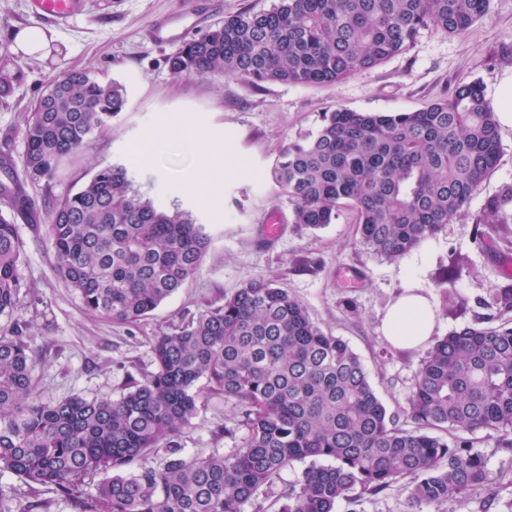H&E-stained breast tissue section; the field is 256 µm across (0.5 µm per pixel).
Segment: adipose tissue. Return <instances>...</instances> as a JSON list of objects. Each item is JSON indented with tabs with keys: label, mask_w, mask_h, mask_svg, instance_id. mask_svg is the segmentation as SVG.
I'll return each instance as SVG.
<instances>
[{
	"label": "adipose tissue",
	"mask_w": 512,
	"mask_h": 512,
	"mask_svg": "<svg viewBox=\"0 0 512 512\" xmlns=\"http://www.w3.org/2000/svg\"><path fill=\"white\" fill-rule=\"evenodd\" d=\"M436 318L437 310L429 300L410 289L388 309L382 332L394 344L417 348L429 342Z\"/></svg>",
	"instance_id": "ef3b65f1"
}]
</instances>
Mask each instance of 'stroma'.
Here are the masks:
<instances>
[{
	"label": "stroma",
	"mask_w": 512,
	"mask_h": 512,
	"mask_svg": "<svg viewBox=\"0 0 512 512\" xmlns=\"http://www.w3.org/2000/svg\"><path fill=\"white\" fill-rule=\"evenodd\" d=\"M275 0H84L76 17L39 22L28 0H0V68H21L10 96L0 100V155H8L9 176L23 178L25 134L31 105L42 90L73 69H89L121 83L127 105L121 115L96 131L85 154L50 180L27 181L25 191L37 219L18 223L24 244L15 317L0 316V329L14 319L26 325L36 354V395L53 403L74 395L119 399L133 379L155 369L151 341L177 330L207 309L223 304L238 288L262 276L301 301L321 329L342 337L360 357L378 398L400 426L406 414L425 348L389 343L380 331L388 307L408 288L440 308L437 280L450 260L459 270L453 287L471 301L462 316L440 314L435 336L489 315L483 300L512 283V242L495 237L475 242L473 218L501 186L512 183V127L500 130L501 156L469 206L452 223L404 257L388 261L370 256L358 243L356 216L342 209L335 223L318 230L293 224V211L272 169L282 148L312 135L325 112H412L449 97L456 86L477 82L493 109L512 100V0H490L486 15L462 35L434 28L419 31L409 50L382 64L327 84L285 83L255 86L234 78L174 75L168 57L188 39L222 25L225 16L249 9L267 10ZM39 27L47 46L34 56L16 48L15 37ZM166 143L142 162L133 148L149 135ZM223 145L225 166L199 172L193 162L198 139ZM122 164L145 197L161 208L192 215L210 239L194 277L141 320L117 323L85 310L79 294L57 274L47 235L50 203L77 191L100 168ZM196 179L199 189L183 185ZM285 216L276 237L265 221ZM197 413L180 444L186 454L229 455L239 437L225 435L238 423L232 401L199 380ZM473 450L489 469L507 481L497 492L478 489L462 502L415 510L406 482L377 497L364 498L360 512H506L512 502V451L498 447L485 432L473 436Z\"/></svg>",
	"instance_id": "35a3bbf8"
}]
</instances>
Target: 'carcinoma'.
I'll use <instances>...</instances> for the list:
<instances>
[{"label":"carcinoma","instance_id":"cac0c4a2","mask_svg":"<svg viewBox=\"0 0 512 512\" xmlns=\"http://www.w3.org/2000/svg\"><path fill=\"white\" fill-rule=\"evenodd\" d=\"M489 0H277L224 18L168 58L170 70L253 85L344 80L405 52L420 29L462 34ZM20 68L0 70V99ZM126 105V90L87 69L43 90L26 128L25 177L52 179ZM500 154L499 126L481 86L414 112L324 113L311 136L289 142L274 174L292 223L318 229L341 208L357 216L359 244L397 260L468 206ZM475 241L512 224V185L475 217ZM47 233L58 275L85 309L120 323L155 310L197 272L210 240L186 212L144 199L119 165L99 169L52 203ZM24 247L0 215V316L13 315ZM485 306L499 311L427 350L408 398L416 427L397 425L359 356L325 333L286 290L255 278L224 303L152 340L156 369L120 399L35 397L36 358L23 326L0 334V471L24 487L16 510L48 512L55 493L79 512H243L258 489L312 460L284 492L280 512H335L408 479L411 505L463 501L504 479L471 452L486 432L512 449V286ZM206 379L241 410L247 430L228 456L178 445ZM456 432L448 443L432 431ZM163 455L153 465L152 457ZM102 479L95 480L96 476ZM95 484V493L86 492Z\"/></svg>","mask_w":512,"mask_h":512}]
</instances>
